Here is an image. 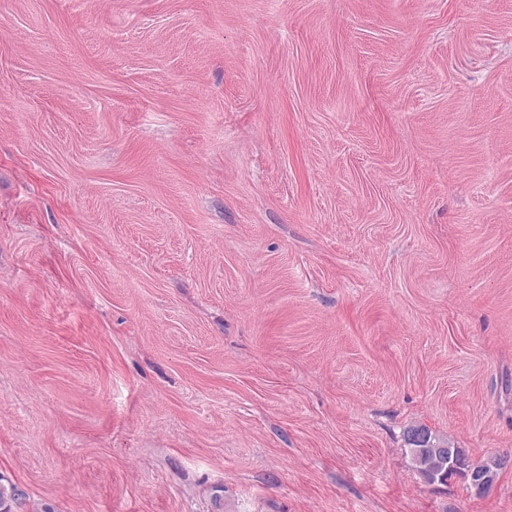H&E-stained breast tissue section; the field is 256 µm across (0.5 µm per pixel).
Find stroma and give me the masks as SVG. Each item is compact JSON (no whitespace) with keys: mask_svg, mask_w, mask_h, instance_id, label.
<instances>
[{"mask_svg":"<svg viewBox=\"0 0 512 512\" xmlns=\"http://www.w3.org/2000/svg\"><path fill=\"white\" fill-rule=\"evenodd\" d=\"M512 0H0V474L53 512H512ZM419 428L430 433L428 437L429 448H424L420 452H417L415 448L409 447L406 449L418 472L429 482L438 481L440 483H444L453 476H460L468 483V486L471 489L470 477L468 475L470 471L490 474L492 476V484L495 476L497 479L500 471L508 465L507 461L502 459L501 456H487L474 460L469 457L465 450L461 448H449L448 446V465L450 457L455 455L457 468H448L447 470V465L442 456L443 449L439 445L441 442L448 443V445H450L451 441H447V438L437 434L433 435L426 427L421 426ZM434 442H436V444Z\"/></svg>","mask_w":512,"mask_h":512,"instance_id":"stroma-1","label":"stroma"}]
</instances>
